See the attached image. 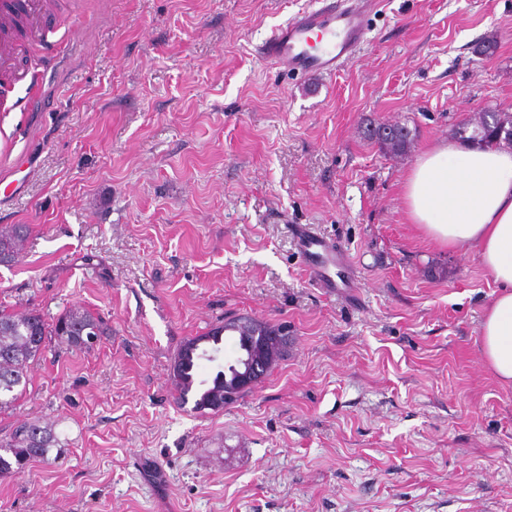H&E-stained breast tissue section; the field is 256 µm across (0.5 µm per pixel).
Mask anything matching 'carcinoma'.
<instances>
[{
	"mask_svg": "<svg viewBox=\"0 0 512 512\" xmlns=\"http://www.w3.org/2000/svg\"><path fill=\"white\" fill-rule=\"evenodd\" d=\"M491 124L488 131L481 133L480 143L506 141L512 144V113L496 109L488 110ZM376 127L373 137L379 147L397 156L410 149V130L401 124L389 127V132L380 134ZM25 233L17 224L0 227V261L16 257L23 248ZM226 330L237 338L241 353L247 347L258 352L251 370V385H256L268 372L288 354V338L282 335L285 327L238 316L224 320V327L210 329L214 350H219L220 331ZM104 335L102 323L88 312L74 308L52 323L46 322L33 312L0 313V413L13 408L18 397L25 390L28 371L34 363L43 358L51 339L55 338L71 350H84L83 337L88 333ZM272 336L280 337L278 343H269ZM201 337L186 340L174 357L170 369L171 381L176 389V401L185 406L193 403L192 410L204 413H219L224 404L232 402L249 391L236 382V371L229 364L217 371L211 380L196 381V362L183 363L188 346ZM59 444L52 426L40 425L35 421L17 419L8 437L0 440V471L14 467L21 469L32 461H50L51 449Z\"/></svg>",
	"mask_w": 512,
	"mask_h": 512,
	"instance_id": "cac0c4a2",
	"label": "carcinoma"
}]
</instances>
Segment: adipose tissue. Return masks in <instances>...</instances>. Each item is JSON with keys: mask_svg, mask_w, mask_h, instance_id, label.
<instances>
[{"mask_svg": "<svg viewBox=\"0 0 512 512\" xmlns=\"http://www.w3.org/2000/svg\"><path fill=\"white\" fill-rule=\"evenodd\" d=\"M407 216L435 244L472 250L498 286L480 324L479 348L512 387V145L455 139L422 154L402 184Z\"/></svg>", "mask_w": 512, "mask_h": 512, "instance_id": "1", "label": "adipose tissue"}]
</instances>
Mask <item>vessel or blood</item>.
I'll use <instances>...</instances> for the list:
<instances>
[{
    "instance_id": "b4317fda",
    "label": "vessel or blood",
    "mask_w": 512,
    "mask_h": 512,
    "mask_svg": "<svg viewBox=\"0 0 512 512\" xmlns=\"http://www.w3.org/2000/svg\"><path fill=\"white\" fill-rule=\"evenodd\" d=\"M48 6V0H0V72L15 66L17 45L12 31L17 18L37 26ZM366 33L364 15L358 8L322 0L318 8L299 12L273 29L260 53L297 74L332 73L352 58ZM290 234L314 284L334 295H352L356 280L346 251L306 224L292 225Z\"/></svg>"
}]
</instances>
